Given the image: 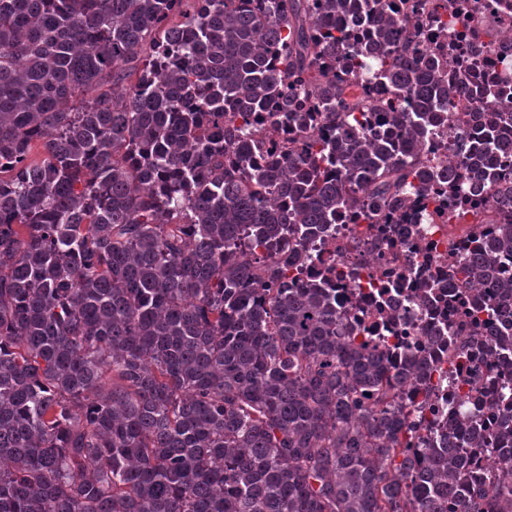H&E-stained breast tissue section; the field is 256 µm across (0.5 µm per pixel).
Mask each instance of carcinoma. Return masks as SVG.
<instances>
[{
  "label": "carcinoma",
  "mask_w": 512,
  "mask_h": 512,
  "mask_svg": "<svg viewBox=\"0 0 512 512\" xmlns=\"http://www.w3.org/2000/svg\"><path fill=\"white\" fill-rule=\"evenodd\" d=\"M454 0H0V512H512V384L422 434L334 286L333 224H404L512 178V90L448 70ZM477 112L441 172L431 132ZM41 157H33L35 146ZM448 282L474 339L512 301V211Z\"/></svg>",
  "instance_id": "obj_1"
}]
</instances>
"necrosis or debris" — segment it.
<instances>
[{
	"mask_svg": "<svg viewBox=\"0 0 512 512\" xmlns=\"http://www.w3.org/2000/svg\"><path fill=\"white\" fill-rule=\"evenodd\" d=\"M447 21L455 42L448 53L449 67L467 60L476 71L493 74L512 88V0H464L461 14ZM445 205L442 195L428 206L409 204L406 223L395 225L387 242L367 239L357 253L343 250L353 238L352 225H336L315 250L314 270L334 268L339 305L353 309L356 335L375 340L385 350L389 367L398 366L405 351L428 352L431 335L447 331L449 320L463 327L470 322L467 306L452 313L446 302L424 296L426 284L441 279L447 269L450 248H458L459 259L467 257L458 247L464 225L443 222L433 214ZM477 364L484 376L478 392L472 389L468 367L449 362L447 355L431 354L434 402L426 418L450 407L463 417L480 402L486 406L484 426L493 429L498 412L488 406L490 395L497 382L512 379V356H495L492 339L486 336Z\"/></svg>",
	"mask_w": 512,
	"mask_h": 512,
	"instance_id": "necrosis-or-debris-1",
	"label": "necrosis or debris"
}]
</instances>
